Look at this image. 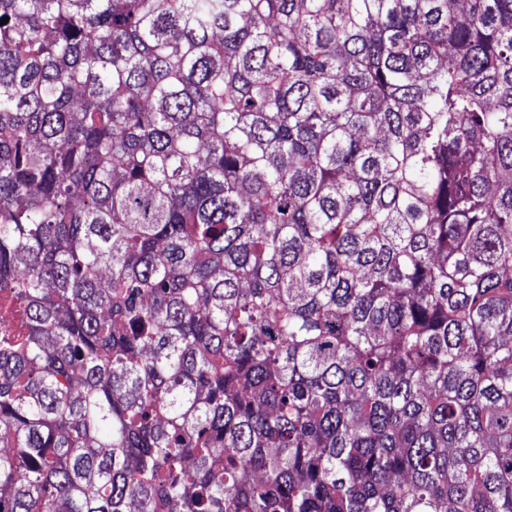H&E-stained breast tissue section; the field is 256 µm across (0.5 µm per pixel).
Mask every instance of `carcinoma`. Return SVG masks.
I'll list each match as a JSON object with an SVG mask.
<instances>
[{"mask_svg":"<svg viewBox=\"0 0 512 512\" xmlns=\"http://www.w3.org/2000/svg\"><path fill=\"white\" fill-rule=\"evenodd\" d=\"M0 512H512V0H0Z\"/></svg>","mask_w":512,"mask_h":512,"instance_id":"obj_1","label":"carcinoma"}]
</instances>
